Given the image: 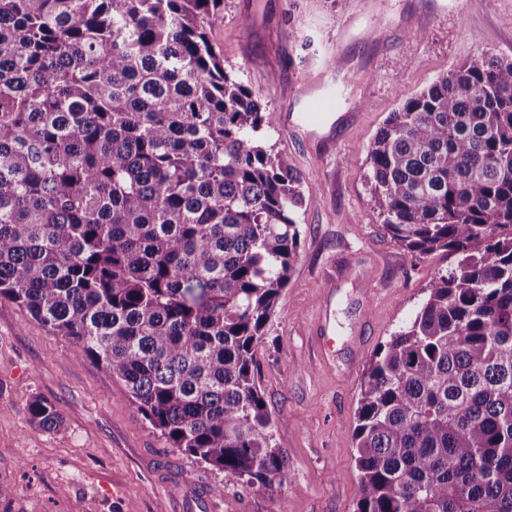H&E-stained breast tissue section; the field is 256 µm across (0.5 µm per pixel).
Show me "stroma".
I'll return each instance as SVG.
<instances>
[{
    "label": "stroma",
    "instance_id": "stroma-1",
    "mask_svg": "<svg viewBox=\"0 0 512 512\" xmlns=\"http://www.w3.org/2000/svg\"><path fill=\"white\" fill-rule=\"evenodd\" d=\"M225 70L271 114L301 109L318 76L345 90L333 151L272 123L268 142L317 193L256 369L285 480L248 487L170 447L135 411L123 383L0 296V512H169L166 473L220 496L191 512H355V412L367 363L412 317L446 252L416 257L385 232L366 190L370 142L391 112L486 53L512 59V0H224L207 27ZM279 80L270 83V72ZM331 348H323L324 337ZM41 397L59 430L32 424Z\"/></svg>",
    "mask_w": 512,
    "mask_h": 512
}]
</instances>
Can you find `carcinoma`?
I'll return each mask as SVG.
<instances>
[{
  "mask_svg": "<svg viewBox=\"0 0 512 512\" xmlns=\"http://www.w3.org/2000/svg\"><path fill=\"white\" fill-rule=\"evenodd\" d=\"M219 0H0V296L121 380L176 448L283 481L254 365L316 198L224 71ZM367 190L411 254L443 250L369 362L356 512H512V59L391 113ZM30 421L62 417L40 397Z\"/></svg>",
  "mask_w": 512,
  "mask_h": 512,
  "instance_id": "1",
  "label": "carcinoma"
}]
</instances>
